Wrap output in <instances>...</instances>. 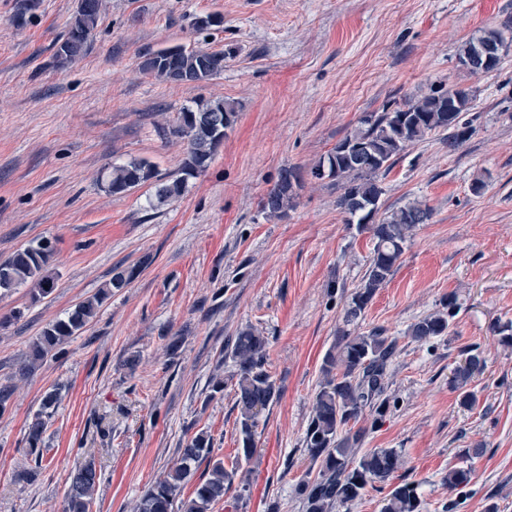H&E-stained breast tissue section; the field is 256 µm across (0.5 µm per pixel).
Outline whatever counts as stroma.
Returning a JSON list of instances; mask_svg holds the SVG:
<instances>
[{
    "label": "stroma",
    "mask_w": 512,
    "mask_h": 512,
    "mask_svg": "<svg viewBox=\"0 0 512 512\" xmlns=\"http://www.w3.org/2000/svg\"><path fill=\"white\" fill-rule=\"evenodd\" d=\"M103 3L85 54L61 68L56 42L78 0H39L23 16L19 0H0V261L47 239L55 280L37 303L25 286L0 296V317L21 314L0 330V386L14 388L0 412V512H62L70 473L88 456L101 471L92 512H132L202 430L213 457L232 463L236 378L224 347L248 325L269 338L265 368L281 397L259 420L243 469L248 497L227 494L212 512H304L297 486L317 474L303 437L322 359L373 247L346 223L340 187L310 169L364 113L441 86L471 90L472 132L456 148L427 137L381 179V210L422 201L432 216L356 326L398 340L388 379L395 406L364 446L401 452L423 512H486L491 503L512 512V346L495 333L512 321V49L483 75L458 63L465 42L498 27L512 0ZM207 14L220 26L197 30ZM173 46L225 52L224 70L201 84L141 71L146 49ZM215 98L234 102L238 119L183 196L157 202L151 183L107 191L112 167L134 158L158 177L175 173L186 144L167 127L183 107ZM287 168L300 185L279 220L263 200ZM134 265L138 275L63 354L19 377L47 323L96 294L113 269ZM451 295L449 335L412 341L409 326ZM171 336L182 340L174 363ZM473 346L486 367L466 408L450 378ZM215 375L224 378L219 395ZM56 384L62 399L37 463L26 455V426ZM478 443L485 454L464 457ZM31 467L36 480L16 482ZM458 467L472 468V481L452 491L445 478Z\"/></svg>",
    "instance_id": "stroma-1"
}]
</instances>
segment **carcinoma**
<instances>
[{"label": "carcinoma", "mask_w": 512, "mask_h": 512, "mask_svg": "<svg viewBox=\"0 0 512 512\" xmlns=\"http://www.w3.org/2000/svg\"><path fill=\"white\" fill-rule=\"evenodd\" d=\"M101 7L102 0H80L67 32L57 43V65L63 67L86 52ZM511 42L512 23L506 20L501 27L488 29L466 42L459 53V62L479 55L492 44L501 50ZM225 57L224 52L175 46L146 52L140 68L163 81L198 84L222 72ZM472 101L473 94L468 89L441 87L401 105H386L380 112L366 113L310 169L313 178H328L343 190L338 204L346 214L345 222L371 232L374 245L362 285L351 293L347 303L344 328L338 330L336 343L325 353L321 364V381L304 433L305 448L319 470L315 478L302 480L298 488L305 512H330L335 506L345 507L375 487L387 489L380 512H422L417 485L406 480L394 482L395 473L404 464L400 452L394 448L363 452L361 445L367 429H348L349 423H358L366 414L376 424L391 411L386 378L389 362L397 350V339L383 330L356 333L347 326L362 317L378 289L393 276L414 228L427 223L432 215L429 206L411 202L375 220L382 195L379 178L389 171L394 157L428 136L444 135L450 148L465 142L471 134L465 114L472 108ZM237 118L236 104L219 99L182 109L169 134L186 141V154L177 175L156 186L158 201L180 197L188 180L208 168ZM155 177L154 166L148 160L133 159L112 166L106 189L120 195ZM297 182L299 177L294 171L283 170L267 194L264 209L274 217L287 215L288 209L295 205ZM51 254L52 247L47 240L31 241L16 250L0 262V292L27 286L34 301L51 294L55 282L46 274ZM134 277L132 270L116 269L95 295L49 322L29 344L20 376L32 373L50 353L61 352L62 346L79 335L96 316L112 290L126 287ZM457 309L456 298L448 296L441 309L412 324L408 335L418 342L448 335ZM268 345V337L247 327L238 332L225 350V356L236 367L234 387L240 454L235 464L227 468L224 461L212 460V438L200 431L181 449L168 471L147 488L137 501L135 512H212L213 505L230 490H236L240 496L249 492V484L238 479L240 467L244 462L250 463L256 452L259 417L280 398L279 387L265 369ZM484 369L485 358L477 347L468 350L462 363L454 369L451 383L459 392L461 405L475 404L477 396L470 383ZM61 392L59 385L48 389L27 426V454L37 463L41 461L44 435L61 401ZM205 460L212 462L209 477L196 485L190 497H181L184 484ZM471 479L472 470L468 467L451 470L446 477L448 490L463 488ZM99 480L93 460L80 463L66 491L63 512H91Z\"/></svg>", "instance_id": "obj_1"}]
</instances>
